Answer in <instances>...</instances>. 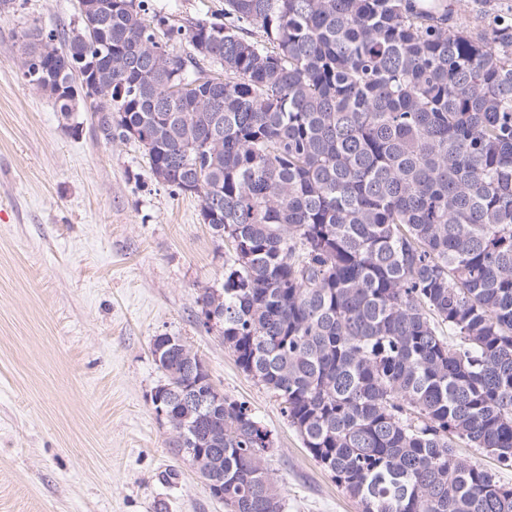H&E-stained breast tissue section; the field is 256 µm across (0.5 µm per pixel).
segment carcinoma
Instances as JSON below:
<instances>
[{
  "mask_svg": "<svg viewBox=\"0 0 512 512\" xmlns=\"http://www.w3.org/2000/svg\"><path fill=\"white\" fill-rule=\"evenodd\" d=\"M96 2L76 31H22L21 75L68 120L60 86L99 57L77 101L232 243L223 299L197 304L314 460L359 512H512L456 453L512 468V8L474 33L448 0H224L182 22ZM160 362L175 455L232 512H283L269 432L242 402L177 399L211 386L187 343ZM457 452L463 456L481 463L485 468L494 472L501 483L512 486V469H500L494 457L485 452L476 450V448H469L467 445L461 443Z\"/></svg>",
  "mask_w": 512,
  "mask_h": 512,
  "instance_id": "obj_1",
  "label": "carcinoma"
}]
</instances>
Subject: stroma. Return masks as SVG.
Wrapping results in <instances>:
<instances>
[{
  "instance_id": "35a3bbf8",
  "label": "stroma",
  "mask_w": 512,
  "mask_h": 512,
  "mask_svg": "<svg viewBox=\"0 0 512 512\" xmlns=\"http://www.w3.org/2000/svg\"><path fill=\"white\" fill-rule=\"evenodd\" d=\"M79 28V0L0 10V512H226L168 444L155 336L180 337L269 431L284 512H358L276 397L203 326L229 240L201 200L158 185L141 150L63 119L19 70L20 32Z\"/></svg>"
}]
</instances>
